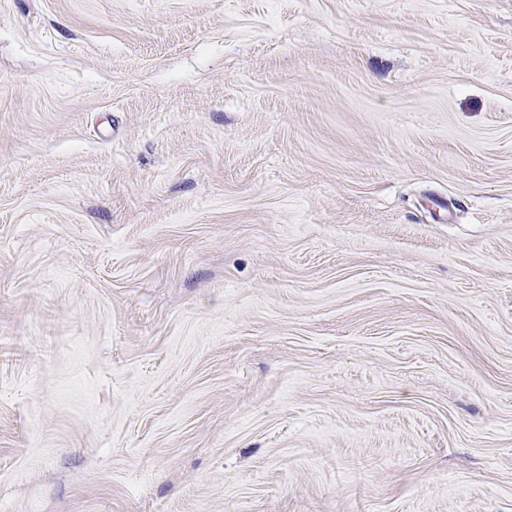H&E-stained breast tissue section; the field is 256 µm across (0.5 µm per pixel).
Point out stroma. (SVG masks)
<instances>
[{
	"mask_svg": "<svg viewBox=\"0 0 512 512\" xmlns=\"http://www.w3.org/2000/svg\"><path fill=\"white\" fill-rule=\"evenodd\" d=\"M0 512H512V0H0Z\"/></svg>",
	"mask_w": 512,
	"mask_h": 512,
	"instance_id": "stroma-1",
	"label": "stroma"
}]
</instances>
